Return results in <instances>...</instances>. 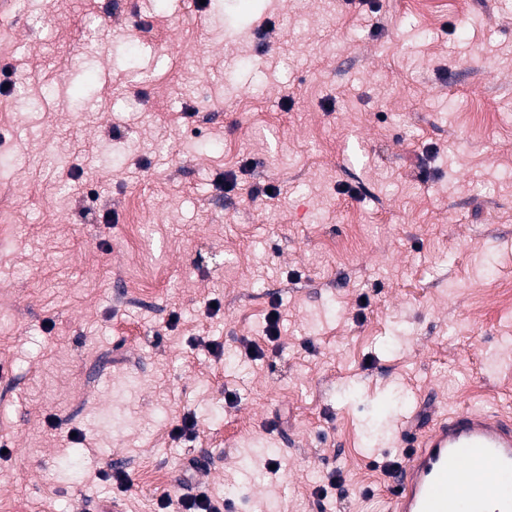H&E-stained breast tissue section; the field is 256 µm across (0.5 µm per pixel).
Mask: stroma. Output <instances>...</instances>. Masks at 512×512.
Segmentation results:
<instances>
[{
    "label": "stroma",
    "instance_id": "35a3bbf8",
    "mask_svg": "<svg viewBox=\"0 0 512 512\" xmlns=\"http://www.w3.org/2000/svg\"><path fill=\"white\" fill-rule=\"evenodd\" d=\"M4 80L0 512H390L512 420V0H13ZM426 427L399 425L409 453L384 469L400 465L388 483L394 512H512L511 420L463 406Z\"/></svg>",
    "mask_w": 512,
    "mask_h": 512
}]
</instances>
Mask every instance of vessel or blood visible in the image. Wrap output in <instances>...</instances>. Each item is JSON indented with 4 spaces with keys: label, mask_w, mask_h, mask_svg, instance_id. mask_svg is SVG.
<instances>
[{
    "label": "vessel or blood",
    "mask_w": 512,
    "mask_h": 512,
    "mask_svg": "<svg viewBox=\"0 0 512 512\" xmlns=\"http://www.w3.org/2000/svg\"><path fill=\"white\" fill-rule=\"evenodd\" d=\"M397 437L409 453L389 478L393 512H512L511 421L463 406Z\"/></svg>",
    "instance_id": "1"
}]
</instances>
